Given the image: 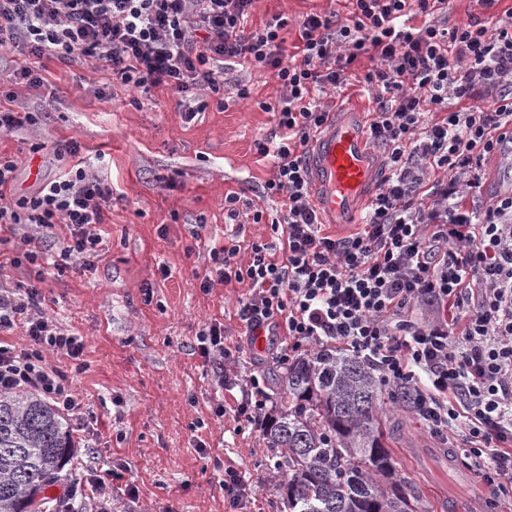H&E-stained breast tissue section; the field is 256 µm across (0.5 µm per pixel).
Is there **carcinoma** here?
<instances>
[{
    "instance_id": "carcinoma-1",
    "label": "carcinoma",
    "mask_w": 512,
    "mask_h": 512,
    "mask_svg": "<svg viewBox=\"0 0 512 512\" xmlns=\"http://www.w3.org/2000/svg\"><path fill=\"white\" fill-rule=\"evenodd\" d=\"M381 390L369 365L323 345L288 363L265 447L287 473L288 512H419L396 478ZM76 452L70 424L43 395L0 391V512L58 508L47 492Z\"/></svg>"
}]
</instances>
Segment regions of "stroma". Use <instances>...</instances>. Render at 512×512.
<instances>
[{
    "label": "stroma",
    "instance_id": "35a3bbf8",
    "mask_svg": "<svg viewBox=\"0 0 512 512\" xmlns=\"http://www.w3.org/2000/svg\"><path fill=\"white\" fill-rule=\"evenodd\" d=\"M350 8L349 0H254L246 29L285 19L284 56L294 61L302 16L343 19ZM510 9L512 0L489 6L448 0L442 19L452 27L474 19L491 24ZM372 66L359 57L353 69L360 83L326 91L321 101L335 110H372L374 92L362 81ZM42 75L45 85L37 91L14 88L35 124L0 135V154L18 162L16 193L31 194L69 169L70 159L48 144L71 138L88 155L103 154L104 165L93 173L113 187L93 268H70L44 290L47 314L83 343L77 362L45 354L83 405V421L72 424L73 473L101 480L112 512H228L222 481L231 466L254 489L248 512H288L284 474L264 446L262 426H241L230 412L215 416L222 393L195 348L199 330L223 323L235 369L261 375L267 392L275 391L280 365L272 354L281 339L271 335L264 347L252 344L238 318L248 283L216 280L204 289L200 281L214 268L212 248L225 240L239 245L242 266L252 242L283 244L268 225L283 200L264 192L274 169L255 148L274 134L273 115L264 106L282 97L278 80L267 68L228 59L223 104H209L189 120L162 87L142 94L111 73L56 59L44 61ZM243 87L248 97H238ZM230 195L240 213L235 220L224 207ZM257 208L266 223L248 222L247 213ZM382 406L390 412L395 469L418 496L421 512H448L444 503L452 495L466 499L465 512H512L510 497L494 502L453 487L438 457L442 441L407 407L388 398ZM115 469L124 479L112 484Z\"/></svg>",
    "mask_w": 512,
    "mask_h": 512
}]
</instances>
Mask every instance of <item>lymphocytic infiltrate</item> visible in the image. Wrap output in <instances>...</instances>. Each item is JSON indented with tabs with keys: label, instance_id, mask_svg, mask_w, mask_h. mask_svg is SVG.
<instances>
[{
	"label": "lymphocytic infiltrate",
	"instance_id": "obj_1",
	"mask_svg": "<svg viewBox=\"0 0 512 512\" xmlns=\"http://www.w3.org/2000/svg\"><path fill=\"white\" fill-rule=\"evenodd\" d=\"M446 0H351L344 22L310 13L299 22L302 59L283 61V21L245 33L253 0H0V50L12 64L0 84L43 86L41 60L93 59L125 85L165 87L186 117L204 111L193 93L224 91L227 58L273 70L286 91L270 105L279 131L259 153L275 175L268 195L288 199L270 223L283 232L282 254L254 242L248 265L238 248H213V280L248 282L238 317L246 331L283 330L280 360L303 342L343 345L368 362L391 393L406 392L411 409L435 433L463 425L477 475L492 493H512V192L483 205L484 168L512 145V17L453 28L434 14ZM376 65L365 81L375 92L370 139L389 175L370 203L365 224L342 238L323 233L311 200L305 152L330 117L314 88L346 86L361 55ZM480 94L494 109L471 107ZM439 120H430V113ZM75 163L29 195L12 192L17 163L0 155V232L28 263L24 286L0 284V332L21 329L25 342L0 341V391H35L72 416L82 403L45 354L72 360L82 341L43 308L50 270L92 266L97 231L112 186L90 175L81 143H54ZM440 179H431V172ZM468 189L471 206L458 199ZM67 232L55 238L57 225ZM55 238V251L43 241ZM434 316L418 325L420 306ZM220 389H240V422L257 424L264 384L218 369Z\"/></svg>",
	"mask_w": 512,
	"mask_h": 512
}]
</instances>
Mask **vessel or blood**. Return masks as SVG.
I'll return each instance as SVG.
<instances>
[{
  "instance_id": "b4317fda",
  "label": "vessel or blood",
  "mask_w": 512,
  "mask_h": 512,
  "mask_svg": "<svg viewBox=\"0 0 512 512\" xmlns=\"http://www.w3.org/2000/svg\"><path fill=\"white\" fill-rule=\"evenodd\" d=\"M316 207L337 231L355 223L371 191L377 159L367 145L359 110L333 114L308 149Z\"/></svg>"
}]
</instances>
